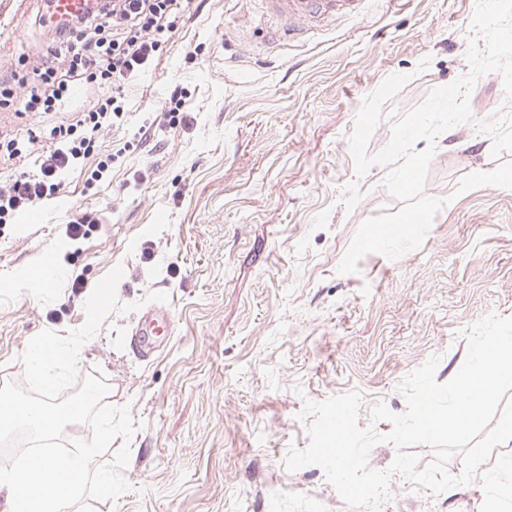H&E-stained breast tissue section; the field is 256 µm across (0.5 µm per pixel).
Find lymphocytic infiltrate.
<instances>
[{
	"label": "lymphocytic infiltrate",
	"mask_w": 512,
	"mask_h": 512,
	"mask_svg": "<svg viewBox=\"0 0 512 512\" xmlns=\"http://www.w3.org/2000/svg\"><path fill=\"white\" fill-rule=\"evenodd\" d=\"M191 0H100L89 15L63 24L45 23L47 49L33 58L41 88L18 81L9 89L17 112L55 111L74 86L111 85V96L97 100L69 121L55 125L52 142L36 161L38 171L21 173L0 187V223H11L27 207L55 199L62 175L93 153L98 134L120 123L126 113L124 87L135 80L164 47L178 14Z\"/></svg>",
	"instance_id": "f902f5d3"
}]
</instances>
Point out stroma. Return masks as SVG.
I'll return each instance as SVG.
<instances>
[{"label": "stroma", "instance_id": "1", "mask_svg": "<svg viewBox=\"0 0 512 512\" xmlns=\"http://www.w3.org/2000/svg\"><path fill=\"white\" fill-rule=\"evenodd\" d=\"M475 6L367 0L360 17L273 42L280 22L263 0H195L166 53L130 83L124 124L97 139V154L120 155L108 178L89 190L71 170L67 206L38 203L0 226V383L23 384L21 357L40 331L84 324L112 268H124L120 303L169 296L151 356L131 344L138 310L113 313L82 347L79 373L101 370L107 404L128 407L136 427L130 489L95 512H348L321 467L284 466L290 446L309 444L305 400L360 391V426L388 433L372 411H405L409 373L435 357L436 381H449L467 328L512 317V190L457 191L464 176L512 162L476 128L500 110L512 118L496 72L471 93L472 122L413 146L434 147L424 192L449 200L422 247L337 272L359 226L402 206L387 167L355 174L348 138L364 98L412 76L383 102L372 156L431 90L467 72ZM46 13L45 0H0V89L36 83L29 58ZM176 86L185 103L172 119ZM111 93L85 90L55 114L21 115L0 97V139L40 152L51 126ZM79 214L94 226L73 241L66 226ZM48 261L59 277L42 288L30 272ZM501 482H512V441L470 484L435 496L393 477L380 512H512Z\"/></svg>", "mask_w": 512, "mask_h": 512}]
</instances>
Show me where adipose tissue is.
<instances>
[{
  "mask_svg": "<svg viewBox=\"0 0 512 512\" xmlns=\"http://www.w3.org/2000/svg\"><path fill=\"white\" fill-rule=\"evenodd\" d=\"M92 454L87 447L60 457L35 454L21 467L0 472V512H75Z\"/></svg>",
  "mask_w": 512,
  "mask_h": 512,
  "instance_id": "1",
  "label": "adipose tissue"
}]
</instances>
